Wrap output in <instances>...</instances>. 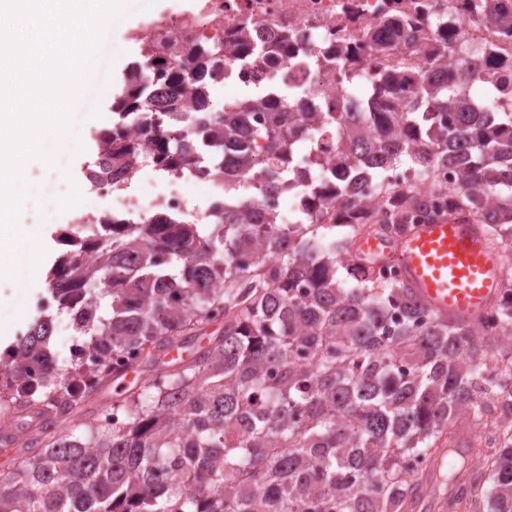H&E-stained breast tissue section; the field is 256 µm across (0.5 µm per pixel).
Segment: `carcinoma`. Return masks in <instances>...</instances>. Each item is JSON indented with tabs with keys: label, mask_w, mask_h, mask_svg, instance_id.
<instances>
[{
	"label": "carcinoma",
	"mask_w": 512,
	"mask_h": 512,
	"mask_svg": "<svg viewBox=\"0 0 512 512\" xmlns=\"http://www.w3.org/2000/svg\"><path fill=\"white\" fill-rule=\"evenodd\" d=\"M492 20L512 37V5ZM455 62L442 58L452 48ZM225 53L198 45L187 64L146 57L112 101L116 119L101 132L88 179L123 175L144 161L160 172L231 169L224 203L205 217V232L176 213L109 219L66 230L71 245L50 269L48 293L74 315L85 337L76 357L47 349L54 318L37 314L0 358V412L18 397L34 409L22 441L0 432V447L19 445L0 473V512H414L438 450L452 445L455 423L481 417L479 395L512 384V367L490 366L493 349L512 348V296L495 302L497 319L482 335L441 317L407 294L401 281L379 283L354 252L372 231L349 209L357 175L384 180L407 166L412 179L387 184L397 214L416 205L414 185L438 166L459 177L437 192L451 212L485 225L512 255V107L481 112L494 95L490 78L512 68L491 46L470 54L463 31L442 28V48L408 105L395 102L396 72L377 75L379 93L358 123L342 112L264 113L267 156L250 153L245 127L254 99L229 103L224 119L197 118ZM134 115L143 141L125 134ZM316 136L345 130L336 156L363 154L350 171L327 160L343 208L338 222L256 224L249 205L294 190L287 168L299 116ZM345 232L336 236L333 229ZM364 269L356 284L339 269ZM399 301L403 321L388 317ZM222 322L220 335L185 361L160 362L179 336ZM147 367L136 390L112 402L121 424H85L52 434L83 414L115 356ZM507 450L472 447L469 465L446 483L448 508L466 512L492 480L493 512H512V422L492 423Z\"/></svg>",
	"instance_id": "cac0c4a2"
}]
</instances>
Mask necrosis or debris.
Listing matches in <instances>:
<instances>
[{
	"label": "necrosis or debris",
	"instance_id": "necrosis-or-debris-1",
	"mask_svg": "<svg viewBox=\"0 0 512 512\" xmlns=\"http://www.w3.org/2000/svg\"><path fill=\"white\" fill-rule=\"evenodd\" d=\"M463 0H201L197 9L179 14H157L129 30L145 56L172 62L186 61L190 50L203 41L230 49L239 40L266 49L263 57L248 63L233 62L224 68V83L235 88L266 90L257 101L250 122L249 143L262 153L261 113L269 107L285 112H362L366 98L359 87L344 80L336 64L340 48L357 49L364 77L379 71L400 70L407 88H415L430 68V49L440 44V22L462 25L469 46L500 41L488 19L464 10ZM416 15L410 38H390L387 52L373 50L366 33L382 28L388 17L402 12ZM291 169L300 186L277 200L276 223H295L298 214L316 215L319 223L336 221L332 195L312 199L306 185L319 179L313 155L296 147ZM99 204L97 212L79 216L82 224L128 214L150 217L161 211L195 214L191 191L209 190L211 197L224 194V176L216 170L191 175H159L147 165L120 182L105 178L92 182Z\"/></svg>",
	"mask_w": 512,
	"mask_h": 512
}]
</instances>
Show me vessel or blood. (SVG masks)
<instances>
[{
  "mask_svg": "<svg viewBox=\"0 0 512 512\" xmlns=\"http://www.w3.org/2000/svg\"><path fill=\"white\" fill-rule=\"evenodd\" d=\"M375 264H396L408 293L433 312L476 320L500 296L504 265L482 225L444 215L398 237L360 240Z\"/></svg>",
  "mask_w": 512,
  "mask_h": 512,
  "instance_id": "1",
  "label": "vessel or blood"
}]
</instances>
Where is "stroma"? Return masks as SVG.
<instances>
[{
    "instance_id": "stroma-1",
    "label": "stroma",
    "mask_w": 512,
    "mask_h": 512,
    "mask_svg": "<svg viewBox=\"0 0 512 512\" xmlns=\"http://www.w3.org/2000/svg\"><path fill=\"white\" fill-rule=\"evenodd\" d=\"M199 0H127L122 17L108 23L104 40L109 43L107 56L95 62L87 75V85L81 100L74 109L73 122L68 134L71 148L65 149L59 163L47 165L40 160L30 161L25 170V179L31 191L25 199L18 218L19 224L43 231L45 238V265H52L63 251L57 241L60 229L64 228L75 213L92 211L96 205L94 195H87L83 203L72 205L70 198L57 194L58 175L68 176L75 186H86L87 168L96 158L97 147L89 142V131L110 128L115 120L110 110L113 98L123 86L128 67L138 61L136 47L127 43L124 32L138 24L150 14H178L194 9ZM46 276L36 278H8L0 280V326H9L11 336L24 331L34 310V297L45 293ZM474 441V431L466 422L457 425L456 441L442 463L430 473L428 494L422 499L417 512H448L440 506L439 486L447 477L451 466L461 464L467 449Z\"/></svg>"
}]
</instances>
